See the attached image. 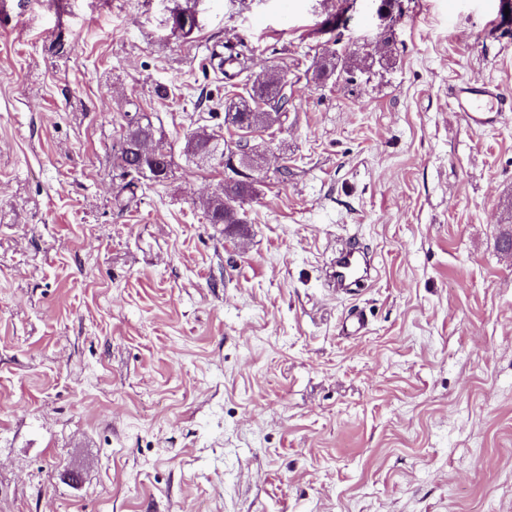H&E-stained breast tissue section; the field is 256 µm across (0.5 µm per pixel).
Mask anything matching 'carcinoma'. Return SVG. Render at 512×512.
Masks as SVG:
<instances>
[{"instance_id":"1","label":"carcinoma","mask_w":512,"mask_h":512,"mask_svg":"<svg viewBox=\"0 0 512 512\" xmlns=\"http://www.w3.org/2000/svg\"><path fill=\"white\" fill-rule=\"evenodd\" d=\"M347 3L348 0H340L336 14L326 19L325 26L329 30L335 31L346 27ZM170 20L171 29L184 37L191 35L194 30L198 29L195 13L187 8L173 12ZM220 65L226 68L224 77L227 79L242 74L245 75L242 85H232V88H239L241 92L233 94L224 105V111L235 113L232 127L237 131L244 130L250 134L256 132L273 134L272 126L274 122L280 119L282 111L288 104L280 75L267 70L255 72L257 63L254 58L236 52L232 48L224 54ZM371 66L372 62L369 61V54L367 53L362 55L355 49L341 53L333 47H329L324 49L316 59L313 79L323 83L330 80L338 71L352 74L356 70L365 71ZM139 112L140 107L137 106L133 112L120 114L126 124L125 132L115 156L117 167L120 169V176L125 179L121 187V192L125 193V196L118 195L115 197V206L120 210L128 207V204L137 198V192L142 189L141 172L138 170L133 172L123 165L125 156L129 153L128 139L139 137L153 139L157 158L156 164L163 166L168 174L171 173L174 164L172 147L155 138L151 121L141 123L137 120ZM185 153L201 160H210L217 155L220 163L224 164L226 168L230 167L232 158H237L238 167L242 170L241 176L234 181L224 182L220 192L213 197L209 206L205 209V219L210 224L224 225V230L227 233L240 227L241 224L245 223V220L240 216V203L256 195L255 180L250 174L252 164L247 162L248 153L245 152L239 157L232 152L220 153L217 145L210 142V136L203 131H194L188 135Z\"/></svg>"}]
</instances>
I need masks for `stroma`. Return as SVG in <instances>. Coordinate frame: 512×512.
I'll return each instance as SVG.
<instances>
[{
    "label": "stroma",
    "mask_w": 512,
    "mask_h": 512,
    "mask_svg": "<svg viewBox=\"0 0 512 512\" xmlns=\"http://www.w3.org/2000/svg\"><path fill=\"white\" fill-rule=\"evenodd\" d=\"M511 3L405 0L389 62L321 84L336 0H0V512H512V111L451 99L512 97ZM226 44L288 95L239 236L183 152L229 137ZM131 100L174 165L120 211ZM456 107L460 112H467L469 121L476 126H485L491 122L488 114L503 112L510 99L497 88L472 87L461 85L454 93ZM351 271L360 272L359 276L352 275ZM367 271V256L363 251L342 248L336 251V270L334 271L337 282L363 277Z\"/></svg>",
    "instance_id": "1"
}]
</instances>
